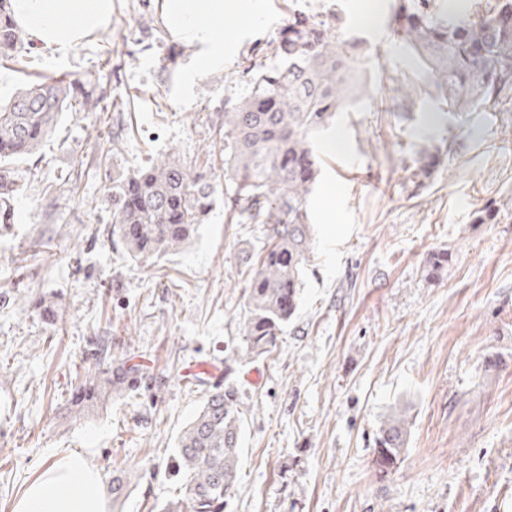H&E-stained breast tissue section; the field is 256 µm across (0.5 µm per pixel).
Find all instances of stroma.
<instances>
[{"label":"stroma","instance_id":"obj_1","mask_svg":"<svg viewBox=\"0 0 512 512\" xmlns=\"http://www.w3.org/2000/svg\"><path fill=\"white\" fill-rule=\"evenodd\" d=\"M237 2L224 0L223 65L188 84L192 52L169 33L164 0H113L111 22L68 55L39 45L27 67L0 66V101L63 74L112 101L135 96L123 111L63 113L0 223V512L65 450L85 453L104 483L133 473L122 512L183 496L177 439L227 386L245 425L224 512H512V106L457 116L395 97L422 71L389 28V0H250L239 15ZM300 12L344 17L362 64L356 93L317 137L299 308L270 353L187 381L190 364L223 363L244 345L243 258L256 227L228 223L219 200L189 244L137 261L110 235L108 189L172 153L223 156L225 102L248 94L252 58ZM431 141L449 152L415 182ZM491 202L500 223H475ZM443 249L452 260L430 278L427 260ZM41 300L59 308L58 324L41 317ZM114 360L139 366L138 383L71 416L80 375ZM399 406L407 452L383 477L373 441Z\"/></svg>","mask_w":512,"mask_h":512}]
</instances>
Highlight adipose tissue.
<instances>
[{"mask_svg":"<svg viewBox=\"0 0 512 512\" xmlns=\"http://www.w3.org/2000/svg\"><path fill=\"white\" fill-rule=\"evenodd\" d=\"M15 21L38 43L68 53L105 27L112 0H11ZM169 31L194 47L190 72L223 62L224 40L214 20L224 17V0H166ZM12 512H108L102 478L84 453L70 450L53 459L27 486Z\"/></svg>","mask_w":512,"mask_h":512,"instance_id":"obj_1","label":"adipose tissue"}]
</instances>
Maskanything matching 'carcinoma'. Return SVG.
I'll use <instances>...</instances> for the list:
<instances>
[{"label": "carcinoma", "mask_w": 512, "mask_h": 512, "mask_svg": "<svg viewBox=\"0 0 512 512\" xmlns=\"http://www.w3.org/2000/svg\"><path fill=\"white\" fill-rule=\"evenodd\" d=\"M336 14L303 13L271 42L274 64L247 67L250 92L224 104V206L231 224L257 226L264 246L248 264L245 353L272 351L292 321L312 252L309 198L320 173L315 134L327 127L354 88L357 44L339 38ZM389 26L423 72V84L397 93L432 100L443 112H470L512 102V0H486L483 8L438 11L435 0H391ZM22 33L9 0H0V60L23 64ZM103 95L65 76L44 77L0 103V223L22 189L16 163L40 154L63 112H107ZM441 148L421 150L414 176L424 180L440 164ZM212 173L175 154L124 178L112 179L106 202L112 236L135 259L187 244L215 203ZM452 261L434 252L428 276ZM138 369L122 362L86 374L73 393L78 411L124 395ZM242 410L234 389L208 395L178 437L175 473L185 498L160 512H224L238 476ZM409 419L399 408L374 439L373 464L385 477L406 453ZM130 479L112 477V501L128 497Z\"/></svg>", "instance_id": "obj_1"}]
</instances>
